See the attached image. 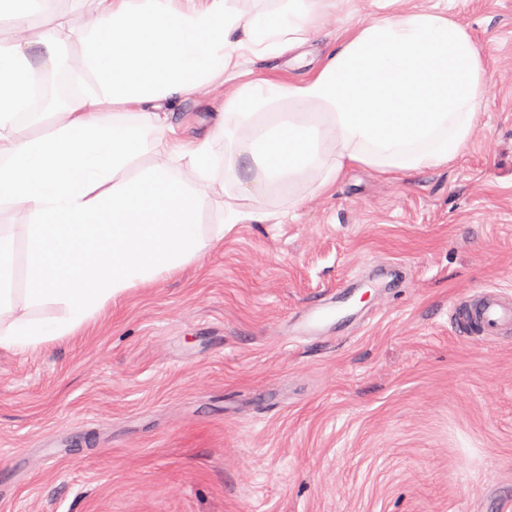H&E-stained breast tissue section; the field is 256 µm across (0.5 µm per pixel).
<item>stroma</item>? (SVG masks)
<instances>
[{
  "label": "stroma",
  "mask_w": 512,
  "mask_h": 512,
  "mask_svg": "<svg viewBox=\"0 0 512 512\" xmlns=\"http://www.w3.org/2000/svg\"><path fill=\"white\" fill-rule=\"evenodd\" d=\"M447 10L489 65L466 150L387 179L350 168L284 223H244L180 273L132 289L81 335L0 353V512H495L512 494V342L454 334L449 303L512 293V0H390ZM351 0L252 77H306ZM51 48L37 0L0 41ZM232 85L181 101L185 135ZM407 265L346 341L288 344V319L347 272Z\"/></svg>",
  "instance_id": "35a3bbf8"
}]
</instances>
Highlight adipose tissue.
<instances>
[{
    "label": "adipose tissue",
    "mask_w": 512,
    "mask_h": 512,
    "mask_svg": "<svg viewBox=\"0 0 512 512\" xmlns=\"http://www.w3.org/2000/svg\"><path fill=\"white\" fill-rule=\"evenodd\" d=\"M82 2L94 23L66 111L23 112L34 62L26 43L0 45V212L28 218L0 225L5 352L77 335L234 225L268 221L256 193L292 210L359 164L392 178L446 167L468 145L488 79L471 35L440 10L379 14L313 75L282 83L246 79V63L302 47L348 0H265L256 13L241 0ZM212 83L237 91L184 142L173 107ZM220 167L237 192L208 225L203 187Z\"/></svg>",
    "instance_id": "1"
}]
</instances>
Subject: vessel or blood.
I'll list each match as a JSON object with an SVG mask.
<instances>
[{"label": "vessel or blood", "mask_w": 512, "mask_h": 512, "mask_svg": "<svg viewBox=\"0 0 512 512\" xmlns=\"http://www.w3.org/2000/svg\"><path fill=\"white\" fill-rule=\"evenodd\" d=\"M405 266L392 263L384 267L380 279L361 274L347 277L325 299L305 307L288 321V335L295 341L320 339L330 332L337 319L349 328L362 326L365 312L353 309L354 295L364 287L385 294L391 284L403 281ZM448 323L459 337L476 343H495L512 338V294L497 288L475 289L472 295L453 301L448 308Z\"/></svg>", "instance_id": "b4317fda"}]
</instances>
